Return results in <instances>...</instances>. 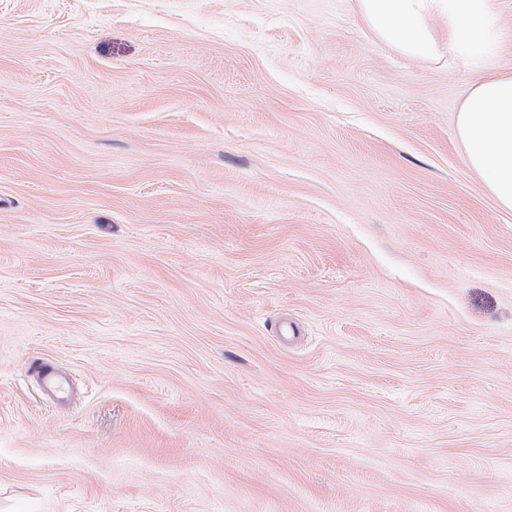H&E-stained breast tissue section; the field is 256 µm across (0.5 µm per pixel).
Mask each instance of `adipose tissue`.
Instances as JSON below:
<instances>
[{
  "instance_id": "1",
  "label": "adipose tissue",
  "mask_w": 512,
  "mask_h": 512,
  "mask_svg": "<svg viewBox=\"0 0 512 512\" xmlns=\"http://www.w3.org/2000/svg\"><path fill=\"white\" fill-rule=\"evenodd\" d=\"M498 0H354L363 22L383 42L415 59L463 50L482 54L506 30L497 28ZM447 21L438 30L434 19ZM467 166L499 204L512 210V75L481 73L459 111Z\"/></svg>"
}]
</instances>
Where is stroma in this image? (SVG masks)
Returning a JSON list of instances; mask_svg holds the SVG:
<instances>
[{"label":"stroma","instance_id":"1","mask_svg":"<svg viewBox=\"0 0 512 512\" xmlns=\"http://www.w3.org/2000/svg\"><path fill=\"white\" fill-rule=\"evenodd\" d=\"M490 67L353 0H0V512H512ZM466 165L512 210V75L483 72L459 111ZM30 373L39 380L42 389L54 396H62L67 390L64 379L57 374L56 368L41 361H34L29 367Z\"/></svg>","mask_w":512,"mask_h":512}]
</instances>
